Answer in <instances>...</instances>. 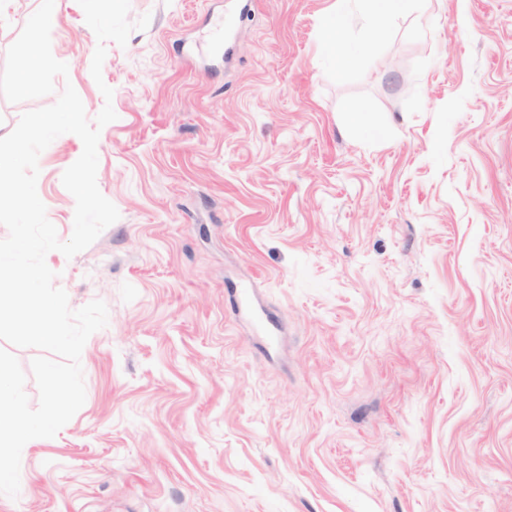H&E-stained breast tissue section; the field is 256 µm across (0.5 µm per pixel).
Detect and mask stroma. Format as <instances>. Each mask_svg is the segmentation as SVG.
I'll return each mask as SVG.
<instances>
[{"label":"stroma","mask_w":512,"mask_h":512,"mask_svg":"<svg viewBox=\"0 0 512 512\" xmlns=\"http://www.w3.org/2000/svg\"><path fill=\"white\" fill-rule=\"evenodd\" d=\"M38 7L0 16V70ZM145 14L98 84L57 0L67 76L0 95L4 137L68 84L95 120L109 86L97 185L120 214L46 256L108 324L0 512H512V0H430L385 33L360 0H131ZM82 151L39 156L63 241Z\"/></svg>","instance_id":"stroma-1"}]
</instances>
